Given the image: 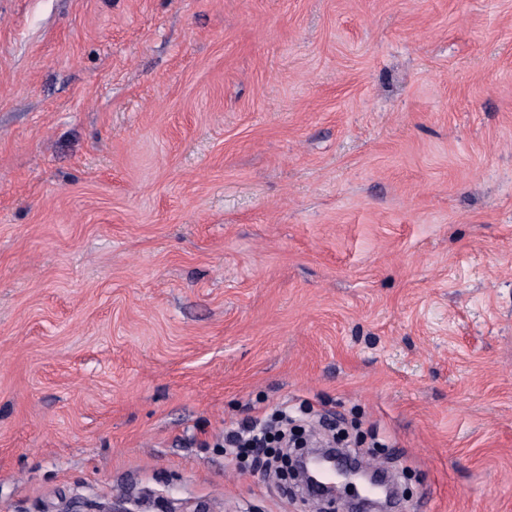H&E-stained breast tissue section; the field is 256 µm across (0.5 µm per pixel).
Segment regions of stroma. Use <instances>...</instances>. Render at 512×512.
I'll return each instance as SVG.
<instances>
[{
  "label": "stroma",
  "mask_w": 512,
  "mask_h": 512,
  "mask_svg": "<svg viewBox=\"0 0 512 512\" xmlns=\"http://www.w3.org/2000/svg\"><path fill=\"white\" fill-rule=\"evenodd\" d=\"M512 512V0H0V512ZM296 421V417L288 415V406L278 410L270 417L258 413L249 419L225 428L224 447L229 448L239 459L263 455L265 466L272 465L281 457L274 454L272 444H280L279 448L288 447V426ZM296 469L308 495L320 492L316 499L326 502L330 511L369 512L381 508L380 501L388 496L389 489L382 472L367 468L336 451L313 450L301 458ZM353 490L356 502L336 510L335 504L341 490ZM358 504V507L353 505ZM347 508V510H346Z\"/></svg>",
  "instance_id": "obj_1"
}]
</instances>
